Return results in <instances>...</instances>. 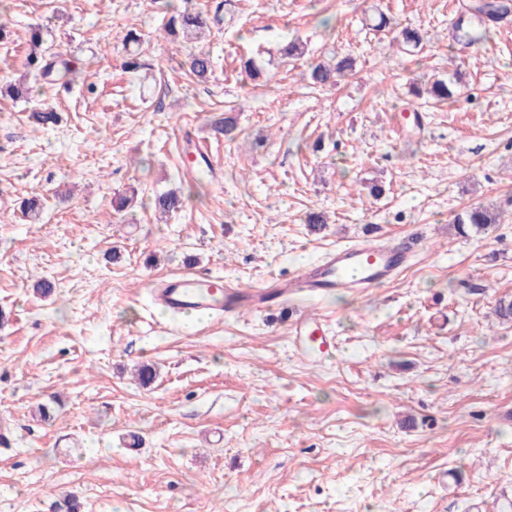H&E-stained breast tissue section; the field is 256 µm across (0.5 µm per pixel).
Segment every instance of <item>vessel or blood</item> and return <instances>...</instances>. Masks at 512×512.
Wrapping results in <instances>:
<instances>
[{"label": "vessel or blood", "mask_w": 512, "mask_h": 512, "mask_svg": "<svg viewBox=\"0 0 512 512\" xmlns=\"http://www.w3.org/2000/svg\"><path fill=\"white\" fill-rule=\"evenodd\" d=\"M420 236L374 238L329 249L300 275L275 277L263 289L246 292L220 276L177 272L158 282L151 294L160 307L182 314H235L241 308L265 309L292 296L364 292L396 278L418 249ZM290 333L297 348L330 354L333 337L325 319L296 316Z\"/></svg>", "instance_id": "vessel-or-blood-1"}]
</instances>
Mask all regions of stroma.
Listing matches in <instances>:
<instances>
[{"label": "stroma", "mask_w": 512, "mask_h": 512, "mask_svg": "<svg viewBox=\"0 0 512 512\" xmlns=\"http://www.w3.org/2000/svg\"><path fill=\"white\" fill-rule=\"evenodd\" d=\"M462 2L233 0L200 47L214 69L201 83L198 47L164 40L156 0H0V84L25 81L35 24L83 70L0 96V512H53L68 494L79 512H512V321L493 313L512 298V21L452 44ZM383 15L420 28L424 49L376 30ZM131 29L152 68L123 69ZM297 34L306 57L281 59ZM329 52L354 71L310 86ZM250 57L266 77L244 72ZM456 71L450 103L410 92ZM48 105L51 128L31 117ZM228 112L232 141L209 127ZM195 137L216 167L203 183L181 153ZM176 186L183 207L155 213ZM472 207L498 223L459 233ZM412 231L408 266L361 294L218 320L148 293L186 268L253 290L360 236ZM298 312L327 319L334 355L293 347Z\"/></svg>", "instance_id": "stroma-1"}]
</instances>
